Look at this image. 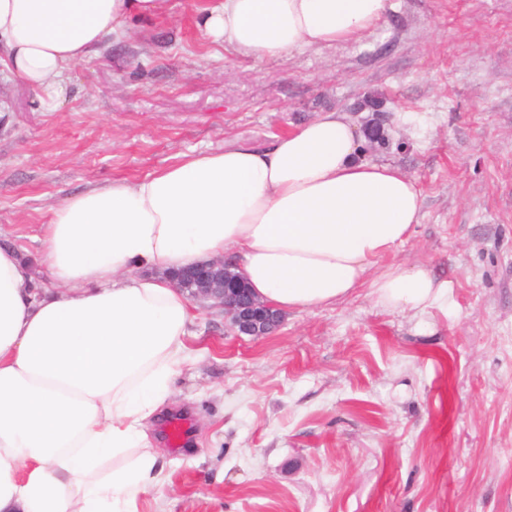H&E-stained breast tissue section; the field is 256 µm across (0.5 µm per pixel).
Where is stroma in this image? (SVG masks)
Wrapping results in <instances>:
<instances>
[{"label":"stroma","mask_w":512,"mask_h":512,"mask_svg":"<svg viewBox=\"0 0 512 512\" xmlns=\"http://www.w3.org/2000/svg\"><path fill=\"white\" fill-rule=\"evenodd\" d=\"M391 3L361 40L260 61L170 0L73 64L52 112L0 74V244L40 282V228L69 196L327 110L383 120L390 145L366 159L422 196L375 269H427L448 283L438 305L391 310L363 287L237 336L193 304L152 430L168 480L136 512H512V0ZM175 414L192 425L179 448L161 428Z\"/></svg>","instance_id":"obj_1"}]
</instances>
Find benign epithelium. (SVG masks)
Wrapping results in <instances>:
<instances>
[{
    "label": "benign epithelium",
    "mask_w": 512,
    "mask_h": 512,
    "mask_svg": "<svg viewBox=\"0 0 512 512\" xmlns=\"http://www.w3.org/2000/svg\"><path fill=\"white\" fill-rule=\"evenodd\" d=\"M229 265L216 258L169 274L176 288L188 292L190 300L224 310L231 328L239 334L262 336L275 330L280 317L269 306L257 302Z\"/></svg>",
    "instance_id": "1"
}]
</instances>
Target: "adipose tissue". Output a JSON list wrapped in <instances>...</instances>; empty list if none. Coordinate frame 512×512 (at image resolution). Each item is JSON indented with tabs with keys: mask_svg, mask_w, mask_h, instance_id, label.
I'll return each mask as SVG.
<instances>
[{
	"mask_svg": "<svg viewBox=\"0 0 512 512\" xmlns=\"http://www.w3.org/2000/svg\"><path fill=\"white\" fill-rule=\"evenodd\" d=\"M169 0H0L9 73L55 110L67 70L134 16ZM390 0H221L199 27L258 59L364 37ZM364 136L328 110L258 148L185 155L134 181L72 196L43 225L49 285L0 248V512H132L168 475L147 425L172 396L190 334L186 296L136 276L224 253L262 302L282 311L370 288L404 310L436 305L446 282L420 267L372 275L420 221L398 167L362 159ZM119 466L102 472V465Z\"/></svg>",
	"mask_w": 512,
	"mask_h": 512,
	"instance_id": "1",
	"label": "adipose tissue"
}]
</instances>
